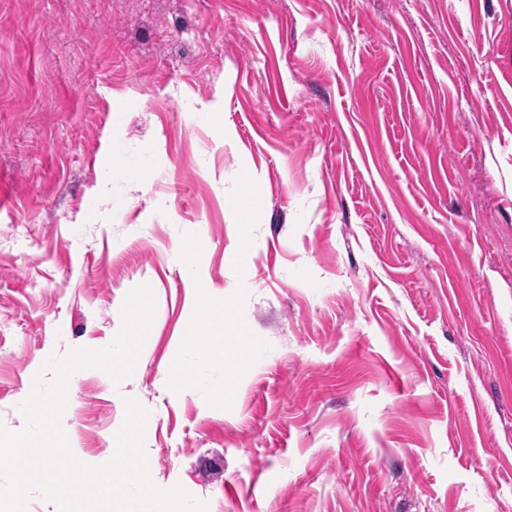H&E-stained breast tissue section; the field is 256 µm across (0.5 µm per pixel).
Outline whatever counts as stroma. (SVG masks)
I'll use <instances>...</instances> for the list:
<instances>
[{"label": "stroma", "instance_id": "1", "mask_svg": "<svg viewBox=\"0 0 512 512\" xmlns=\"http://www.w3.org/2000/svg\"><path fill=\"white\" fill-rule=\"evenodd\" d=\"M197 276L247 363L186 336ZM143 285L85 464L131 398L206 512H512V0H0V424ZM213 322L219 323L221 332L218 337H208L203 340L200 345L201 349L205 354H215L220 352L222 354V347L220 341L225 334L228 337L239 336L244 330L243 326L237 321L233 311L230 308H225L217 311L212 319Z\"/></svg>", "mask_w": 512, "mask_h": 512}]
</instances>
